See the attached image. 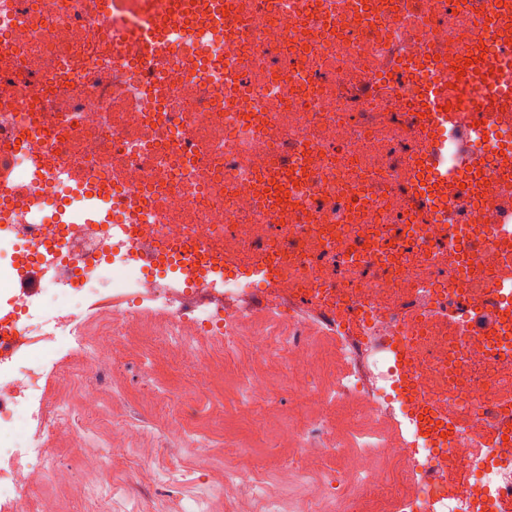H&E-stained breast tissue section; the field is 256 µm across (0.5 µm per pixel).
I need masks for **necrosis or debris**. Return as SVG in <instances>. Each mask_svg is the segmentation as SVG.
I'll use <instances>...</instances> for the list:
<instances>
[{"label":"necrosis or debris","mask_w":512,"mask_h":512,"mask_svg":"<svg viewBox=\"0 0 512 512\" xmlns=\"http://www.w3.org/2000/svg\"><path fill=\"white\" fill-rule=\"evenodd\" d=\"M204 32L164 35L153 57L139 45L168 0H0V512H59L30 496L27 481L61 487L71 476L49 452L77 436L122 368L119 338L163 319L159 339L198 371L210 333L236 364L244 402L271 395L254 358L313 369L321 350L307 331L337 340L343 367L329 388L306 389L323 407L369 411L355 428V474L364 488L345 512H393L407 497L440 512H512V324L487 336L449 326L488 304L496 262L482 250L512 194L499 192L498 156L512 146V119L487 123L474 150L482 174L453 197L417 195L415 175L431 133L415 116L432 84L459 107L478 87L466 59L498 60L495 83L512 90V47L481 46L476 22L512 19V0H224ZM44 203H37V196ZM206 269L190 287L200 302L234 295L231 312L190 317L182 296L143 272ZM43 263L41 300L13 287ZM273 265L270 305L298 320L256 332L239 355L238 324L257 280ZM118 295L111 328L90 335L78 292ZM399 336L432 392L415 420L400 399L402 369L387 339ZM76 394L71 414L55 390ZM460 418L445 438L436 410ZM33 432L18 435V418ZM395 423L397 433L384 431Z\"/></svg>","instance_id":"necrosis-or-debris-1"}]
</instances>
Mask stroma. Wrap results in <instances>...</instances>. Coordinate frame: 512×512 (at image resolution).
<instances>
[{
	"label": "stroma",
	"instance_id": "35a3bbf8",
	"mask_svg": "<svg viewBox=\"0 0 512 512\" xmlns=\"http://www.w3.org/2000/svg\"><path fill=\"white\" fill-rule=\"evenodd\" d=\"M120 345L125 352L120 383L116 392L106 393L98 419L87 423L84 449L64 442L54 448L60 462L73 472L72 487L62 490L46 479L31 483L34 494L57 496L61 512H83L85 508L80 490L89 476L80 468L83 451L102 456L98 478L117 490L106 505L108 512H186L188 504L198 499L206 500L208 512H265L270 501L278 512H304L306 500L316 493L326 498L325 512H336L337 494L359 495L360 486L349 469L353 449H345L339 459L327 462L319 450L277 443L275 435L282 425L305 428L321 413L312 400L293 404L290 387L305 386L306 381L289 373L278 360L255 364L254 370L267 380L273 400L250 409L242 403L236 369L209 341L198 345L207 368L202 377L182 369L177 353L159 342L154 331L121 339ZM160 391L170 396L172 406L191 405L192 413L184 424L197 437L210 441L212 454L199 455L187 442L175 449L164 446L159 431L168 418L160 412L156 398ZM131 417L143 423V434L134 444L109 452L106 435L113 420ZM228 441L245 450L234 462L239 469L260 468L258 496L238 507L225 499L221 489L231 463L224 455ZM289 458L298 460V469L283 468V461ZM173 468L180 470L182 481L177 490L169 491L163 482Z\"/></svg>",
	"mask_w": 512,
	"mask_h": 512
}]
</instances>
